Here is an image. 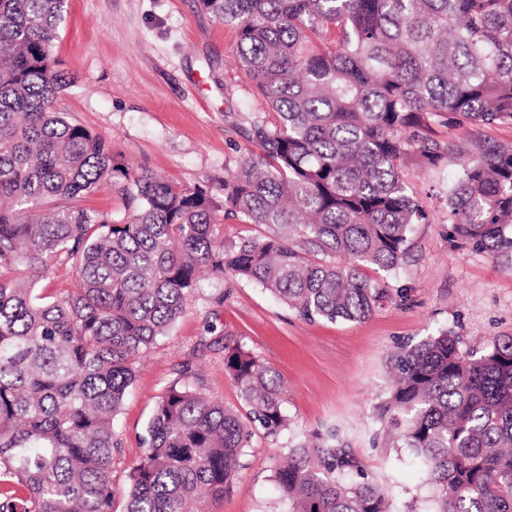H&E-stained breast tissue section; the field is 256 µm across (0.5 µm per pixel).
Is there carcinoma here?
<instances>
[{"instance_id":"obj_1","label":"carcinoma","mask_w":512,"mask_h":512,"mask_svg":"<svg viewBox=\"0 0 512 512\" xmlns=\"http://www.w3.org/2000/svg\"><path fill=\"white\" fill-rule=\"evenodd\" d=\"M238 34L236 65L266 105L224 175L223 218L200 187L122 172L128 217L82 198L116 171L103 137L55 103L65 0H0V512H116V418L141 358L205 275H231L306 320L361 321L389 298L410 226L425 218L400 161L453 159L454 234L512 252V0H199ZM463 130L441 142L434 127ZM267 231L224 243L221 224ZM68 264L61 295L36 288ZM241 415L192 372L160 396L123 512H199L224 496L252 437L288 430L280 377L224 346ZM378 408L422 469L428 512H512V336L481 349L442 331L398 351ZM273 482L288 512H390L336 439L287 446Z\"/></svg>"}]
</instances>
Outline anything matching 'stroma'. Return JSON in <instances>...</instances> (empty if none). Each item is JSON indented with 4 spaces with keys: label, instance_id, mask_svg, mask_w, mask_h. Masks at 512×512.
I'll list each match as a JSON object with an SVG mask.
<instances>
[{
    "label": "stroma",
    "instance_id": "1",
    "mask_svg": "<svg viewBox=\"0 0 512 512\" xmlns=\"http://www.w3.org/2000/svg\"><path fill=\"white\" fill-rule=\"evenodd\" d=\"M237 32L200 11L198 0H67L55 55L75 84L57 106L103 136L116 164L180 188L202 187L214 202L250 149L245 130L265 103L234 59ZM427 218L412 225L407 262L387 274L391 298L360 322L299 318L254 283L205 276L185 313L140 364L117 427L112 483L128 485L159 397L184 368L200 392L225 408L244 404L224 369L236 342L276 369L285 388L284 437L255 435L236 479L211 512H284L272 475L285 446L336 430L395 512H426L429 490L406 449L391 447L376 406L387 397L390 357L445 330L484 346L512 336V253L492 257L454 235L446 196L456 164L429 170L417 155L402 165Z\"/></svg>",
    "mask_w": 512,
    "mask_h": 512
}]
</instances>
